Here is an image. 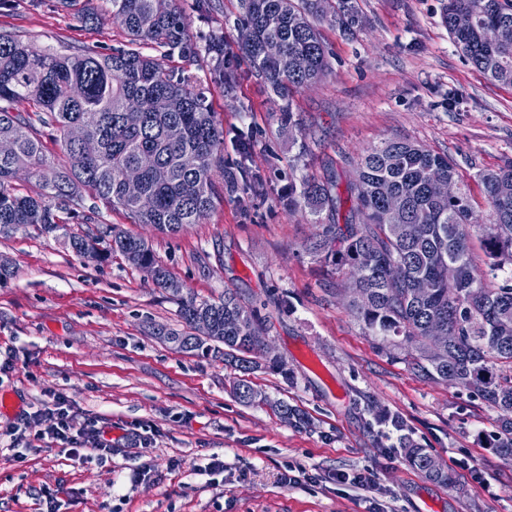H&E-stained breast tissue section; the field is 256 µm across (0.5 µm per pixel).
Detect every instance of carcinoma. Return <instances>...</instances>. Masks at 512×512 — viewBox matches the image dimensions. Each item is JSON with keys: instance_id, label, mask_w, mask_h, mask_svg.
I'll return each mask as SVG.
<instances>
[{"instance_id": "cac0c4a2", "label": "carcinoma", "mask_w": 512, "mask_h": 512, "mask_svg": "<svg viewBox=\"0 0 512 512\" xmlns=\"http://www.w3.org/2000/svg\"><path fill=\"white\" fill-rule=\"evenodd\" d=\"M112 18L127 31L129 47L99 53L78 48L62 54L42 49L14 34L0 33V235L33 226L45 235L68 236L73 251L101 258L118 253L128 263L156 268V284H180L159 265L141 237L105 226L96 234L68 230L78 217L76 205L87 193L124 211L137 224L163 234H176L200 224L219 197L216 173L224 166V126L210 111L192 77L167 69L161 59L141 51L150 45L162 56L196 53L176 0H108ZM242 27L252 38L241 43L254 73L278 96L286 98L324 77L329 69L320 33L323 23L351 28L358 23L353 0H238ZM472 19L455 27V16ZM443 22L463 56L492 81L512 85V38L484 39L490 28L512 29V0H448ZM206 51L213 61L215 83L231 85L234 73L224 65V41L214 36ZM34 107L21 112L16 105ZM51 130L63 159L48 154L42 137ZM97 143L85 152L73 132ZM140 172V194L126 192L124 174ZM36 178L40 191L22 194L14 186L19 171ZM233 186L245 194L264 190L261 177L239 166ZM435 175L458 181L456 167L445 155L405 140H386L359 160V180L350 189L354 221L325 228L326 254L338 269L363 263L351 274L349 306L368 335L399 351L408 367L424 378L452 383L477 394L504 413L493 448L512 455V284L491 286L512 265V160L480 181L491 207V220L474 219L469 196L460 191L444 203L433 201L427 185ZM333 186L302 180L291 201L309 209L321 222L328 210L339 211ZM395 195L391 211L384 194ZM482 234L491 259L477 278L471 260L473 229ZM458 266L459 277L442 281L439 268ZM428 278L427 298L415 295V284ZM207 315L212 339L170 331L166 339L182 351L211 350L224 345V362L247 373L260 368L252 336L259 325L252 311L226 291L217 300L179 299L186 326ZM448 336L442 354L432 349L433 329ZM408 462L437 482L451 481L447 469L424 448L406 443Z\"/></svg>"}]
</instances>
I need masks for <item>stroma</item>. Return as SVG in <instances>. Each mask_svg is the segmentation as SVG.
Instances as JSON below:
<instances>
[{
    "label": "stroma",
    "mask_w": 512,
    "mask_h": 512,
    "mask_svg": "<svg viewBox=\"0 0 512 512\" xmlns=\"http://www.w3.org/2000/svg\"><path fill=\"white\" fill-rule=\"evenodd\" d=\"M448 0H357L356 32L322 25L330 72L295 94L297 122L281 126L284 103L252 73L239 48L237 0H212L200 17L196 0H179L190 38H224L233 87L210 77L205 52L164 64L193 76L224 125V200L203 223L175 235L133 223L124 212L83 195L90 219L145 238L184 292L216 299L232 292L266 325L279 362L247 374L263 397L246 404L232 390L239 373L223 350L179 351L157 329L185 331L178 300L121 255L77 257L64 237L21 227L0 237V260L14 269L0 282V393L13 412L0 414V512H512V462L489 445L500 413L450 384L414 375L394 352L368 336L350 309L348 276L326 260L324 226L290 207L302 179L336 182L345 193L360 156L390 139L448 155L474 216L491 208L481 173L512 159V87L490 81L452 43L443 24ZM99 21L78 23L61 0H13L0 7V31L41 48L101 53L126 45L124 28L100 8ZM251 129V165L264 195L239 198L231 185L236 135ZM77 404L74 425L98 420L112 441L106 462H81L44 438V423L20 435L6 429L46 390ZM286 402L303 423L283 419ZM399 417L394 429L390 417ZM138 429L149 448L131 446ZM427 449L451 485L427 479L399 450L401 439ZM224 470L203 467L211 457ZM148 476H141L142 466ZM302 484H282L288 467ZM377 471L376 486L337 482L340 473Z\"/></svg>",
    "instance_id": "obj_1"
}]
</instances>
